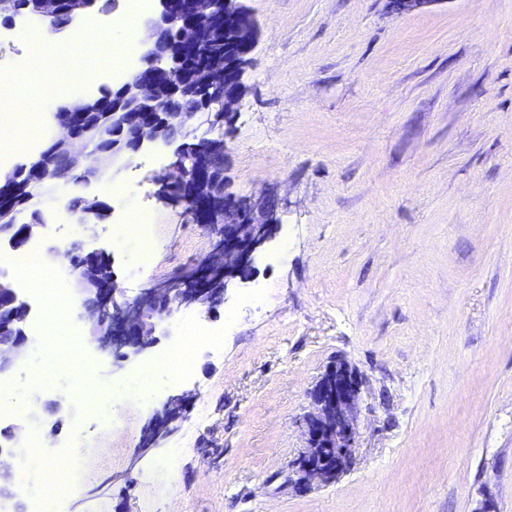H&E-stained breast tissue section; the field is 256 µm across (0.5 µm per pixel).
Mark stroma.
Returning <instances> with one entry per match:
<instances>
[{
  "label": "stroma",
  "mask_w": 512,
  "mask_h": 512,
  "mask_svg": "<svg viewBox=\"0 0 512 512\" xmlns=\"http://www.w3.org/2000/svg\"><path fill=\"white\" fill-rule=\"evenodd\" d=\"M258 32L229 133L224 178L240 199L276 204L279 230L205 321L221 353L199 343L189 377L161 371L165 337L123 373L101 372L79 307L51 345L28 351L0 398V427L23 421L33 374L57 394L90 389L82 433L47 414L85 473L43 512H512V0H243ZM28 16L0 25L31 63ZM85 92L67 77L35 89L46 113ZM173 147L72 191L34 200L61 221L40 240L102 250L127 297L192 270L212 237L156 201ZM103 203L95 229L74 223L76 197ZM147 208L154 261L122 215ZM363 378L356 448L335 477L299 487L310 392L336 362ZM80 385H73V377ZM189 408L164 447L138 455L147 419L169 396Z\"/></svg>",
  "instance_id": "stroma-1"
}]
</instances>
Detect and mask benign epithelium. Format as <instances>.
I'll use <instances>...</instances> for the list:
<instances>
[{"mask_svg": "<svg viewBox=\"0 0 512 512\" xmlns=\"http://www.w3.org/2000/svg\"><path fill=\"white\" fill-rule=\"evenodd\" d=\"M28 13L53 18L65 11L70 18L91 9L95 0H27ZM219 31L224 41V61L197 69L204 35ZM255 41L251 16L239 0H158L154 16L145 21L140 41V65L119 86L112 89V148L96 147L93 165L83 163L75 144L88 142L92 127L79 128L73 115L87 111V102L63 105L58 119L65 135L50 143L67 170L80 172L76 185L100 178L112 163L128 164L148 144L171 145L180 140L194 143L193 150H175V161L154 179L155 199L164 205L180 206L195 224L217 228L211 252L190 273L152 283L132 298L125 297L112 276L110 261L101 271L72 267L82 307L93 319L92 337L108 358L107 373H118L154 347L160 324L186 311L209 312L222 298L231 280L251 278L252 256L269 241L277 229L275 211L262 200L241 205L231 196L224 181L214 175L212 162L219 129L215 114L202 103H180L182 91L201 84L207 97L222 104L224 115L233 114L241 97V75ZM223 198L224 210L215 199ZM24 208L16 201L0 200V227L17 225ZM42 224H32L18 235L0 238L12 246L40 234ZM11 310L7 328L0 330V375L9 373L25 359L28 346L29 308L12 285L0 280V310ZM361 378L347 364L333 365L313 387V411L306 418L307 451L296 461V471L308 480H327L345 469L355 448L356 412ZM186 397L171 396L162 410L154 412L144 426L140 448L148 452L160 447L183 418ZM42 422V412H31L25 425L0 430L11 448L23 447L24 427ZM15 473L0 471V509L22 512L17 499Z\"/></svg>", "mask_w": 512, "mask_h": 512, "instance_id": "1", "label": "benign epithelium"}]
</instances>
